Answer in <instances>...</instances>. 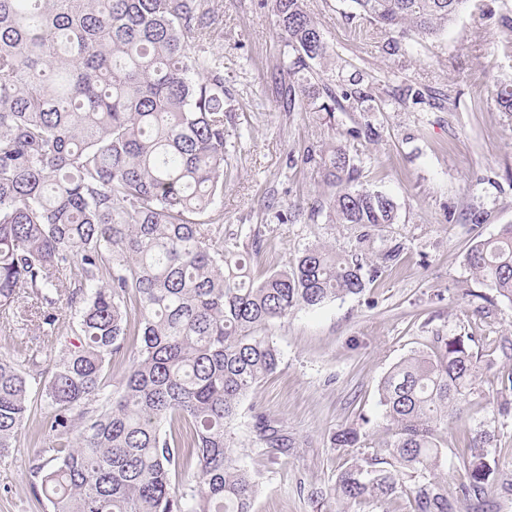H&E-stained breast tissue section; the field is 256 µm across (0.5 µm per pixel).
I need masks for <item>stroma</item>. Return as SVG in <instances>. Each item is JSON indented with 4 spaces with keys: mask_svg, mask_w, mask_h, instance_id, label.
<instances>
[{
    "mask_svg": "<svg viewBox=\"0 0 512 512\" xmlns=\"http://www.w3.org/2000/svg\"><path fill=\"white\" fill-rule=\"evenodd\" d=\"M223 17L208 50L224 57V85L233 110L224 126V194L210 216L253 256L254 275L291 266L311 245L353 251L356 234L331 222L334 189L320 169L302 163L308 149L344 147L368 188L390 195L399 219L365 243L378 263L400 245L401 261L365 291L298 309L270 333L281 359L274 375L243 401L228 438L237 462L258 490L253 512H316V495L331 485L340 466L356 456L336 448L333 434L356 425L365 446L390 437L379 406L383 375L401 359L429 351L435 336H469L482 355L480 394L450 419L443 434L441 468L457 512H474L462 495L463 430L482 428L493 440L495 473L485 488L495 512H512V414L496 410L501 379L512 360L499 354L512 340V302L498 297L467 266L473 241L495 237L512 224V112L496 102L500 85L512 83V0H467L438 37L399 38L350 18V0H305L331 51L320 68L323 82L357 83L365 100L357 108L284 111L271 80L287 63L275 17L261 0H214ZM422 98H412L413 90ZM373 126L377 137L354 139L350 128ZM298 204L297 221L282 224L274 206ZM22 436L0 461V512H44L34 494L29 461L45 443L36 430L51 409L39 390ZM262 412L295 441L293 448L259 447L254 413Z\"/></svg>",
    "mask_w": 512,
    "mask_h": 512,
    "instance_id": "35a3bbf8",
    "label": "stroma"
}]
</instances>
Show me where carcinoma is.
I'll list each match as a JSON object with an SVG mask.
<instances>
[{"label":"carcinoma","mask_w":512,"mask_h":512,"mask_svg":"<svg viewBox=\"0 0 512 512\" xmlns=\"http://www.w3.org/2000/svg\"><path fill=\"white\" fill-rule=\"evenodd\" d=\"M294 56L280 72L286 112L325 91L313 66L331 56L303 0H272ZM384 31L435 37L466 0H351ZM221 24L210 0H0V314L62 335L60 303L78 313L77 341L44 371L19 347L0 350V459L31 412L32 385L52 408L51 446L29 471L48 512H253L256 483L233 458L227 427L280 363L268 328L299 308L359 295L396 265L362 250L305 248L289 268L256 279L222 225L205 219L224 192V57L204 43ZM337 189L329 217L357 243L397 220L390 196L359 181L345 149L307 154ZM465 261L512 303V224L468 247ZM139 337L129 348L128 337ZM130 354L122 378L105 369ZM481 357L462 336H438L381 379L391 438L338 471L321 504L385 502L456 512L440 429L475 392ZM266 448L293 440L254 415ZM490 435L464 439L465 495L482 501ZM336 448H358L345 427ZM193 479L176 485L179 468ZM412 485H406L407 481Z\"/></svg>","instance_id":"carcinoma-1"}]
</instances>
